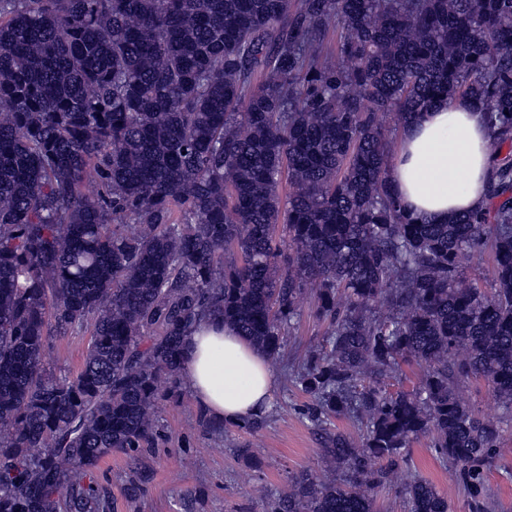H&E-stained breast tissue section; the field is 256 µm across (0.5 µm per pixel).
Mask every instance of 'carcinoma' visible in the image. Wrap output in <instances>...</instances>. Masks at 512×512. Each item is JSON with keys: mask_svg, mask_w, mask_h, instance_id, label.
<instances>
[{"mask_svg": "<svg viewBox=\"0 0 512 512\" xmlns=\"http://www.w3.org/2000/svg\"><path fill=\"white\" fill-rule=\"evenodd\" d=\"M454 96L486 117L488 206L409 217L381 118ZM489 247L490 287L462 285ZM306 295L326 329L291 382L339 476L300 472L267 512H375L387 486L448 512L408 470L420 437L489 512L512 424V0H0V512H97L91 472L151 443L191 328L277 358ZM76 328L83 365L56 377L47 341ZM406 362L419 384L387 391ZM478 378L501 413L462 398Z\"/></svg>", "mask_w": 512, "mask_h": 512, "instance_id": "carcinoma-1", "label": "carcinoma"}]
</instances>
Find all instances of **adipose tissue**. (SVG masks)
<instances>
[{
  "label": "adipose tissue",
  "mask_w": 512,
  "mask_h": 512,
  "mask_svg": "<svg viewBox=\"0 0 512 512\" xmlns=\"http://www.w3.org/2000/svg\"><path fill=\"white\" fill-rule=\"evenodd\" d=\"M487 144L482 112L463 97L403 125L387 179L405 213L444 222L486 207ZM185 370L194 399L214 420L240 423L270 402L266 355L223 323L207 319L192 328Z\"/></svg>",
  "instance_id": "adipose-tissue-1"
}]
</instances>
